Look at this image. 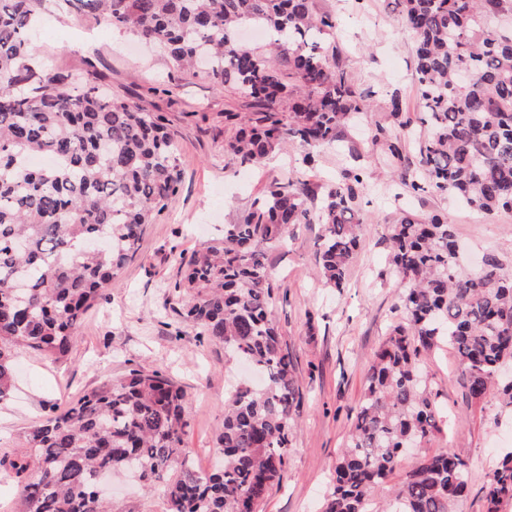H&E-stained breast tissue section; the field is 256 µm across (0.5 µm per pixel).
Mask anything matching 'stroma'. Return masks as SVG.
<instances>
[{
	"label": "stroma",
	"instance_id": "stroma-1",
	"mask_svg": "<svg viewBox=\"0 0 512 512\" xmlns=\"http://www.w3.org/2000/svg\"><path fill=\"white\" fill-rule=\"evenodd\" d=\"M315 7L338 19L342 63L357 87L371 93L372 122L391 124L386 101L395 91L407 113H415L414 38L393 0H315ZM33 40L37 69L96 81L113 95L164 113L179 144L183 179L172 211L148 226L117 285L106 288L84 316L67 359L56 362L17 351L12 392L0 403V512H15L18 506V482L4 464L27 454V430L97 387L104 376L118 378L132 369H162L185 390L186 445L200 469L212 470L224 420V348L179 321L181 300L173 291L179 273L172 256L222 236L225 225L238 223L272 182L300 178L319 195L326 183L355 171L364 178L363 214L369 222L344 293L325 288L315 275L319 225L297 226L266 259L281 286L275 316L302 404L288 465L260 512H321L373 352L401 320L399 281L387 260L391 225L407 214L425 220L447 213L463 248V265L476 267L484 253L492 252L512 271V213L487 215L434 192L400 191L383 149L371 142L372 123L342 129L338 142L321 150L313 173L297 166L302 147L296 142L259 167L240 166L224 153L233 134L224 115L254 112L250 99L217 89L204 75L173 69L157 49L100 26L76 6L65 13L46 10ZM423 364L444 413L456 423L437 433L423 451L406 454L389 482L399 483L421 455L449 448L469 463L473 475L459 512H486L484 487L497 461L512 451V411L503 409L492 392L478 401L468 397L452 349L424 356ZM112 490L115 503L132 500L140 512H168L162 489L147 491L117 474Z\"/></svg>",
	"mask_w": 512,
	"mask_h": 512
}]
</instances>
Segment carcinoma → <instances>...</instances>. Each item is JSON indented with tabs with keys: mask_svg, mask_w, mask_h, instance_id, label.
Listing matches in <instances>:
<instances>
[{
	"mask_svg": "<svg viewBox=\"0 0 512 512\" xmlns=\"http://www.w3.org/2000/svg\"><path fill=\"white\" fill-rule=\"evenodd\" d=\"M47 0H0V403L22 347L61 361L77 341L85 313L139 252L143 234L175 204L179 149L165 117L61 73L36 74L31 38ZM79 4L99 24L129 31L170 63L203 72L215 85L260 107L225 141L224 152L256 166L287 140L304 147L311 167L341 127L368 116V95L340 61L336 16L314 0H54ZM416 38L420 94L418 143L424 180L410 171L399 129V93L390 126L375 124L401 184L456 197L485 214L512 212V0H395ZM244 24L262 25L261 54L241 44ZM47 153L57 164L29 169ZM361 174L331 184L318 206L303 181L268 185L259 206L224 236L190 256L174 257L178 316L225 361L262 375L253 386L229 379L216 437L219 468H197L183 444L189 427L184 392L154 369L107 377L65 410L26 432L29 454L10 467L20 477L19 512H112L99 477L130 470L145 488L160 487L170 512H257L288 463L301 396L275 320L277 285L267 251L300 224L321 225L315 266L322 284L347 287L348 267L365 221ZM389 263L400 285L397 326L374 354L349 440L333 473L323 512H373L376 492L407 444L422 448L441 429L443 412L420 357L447 344L470 398L482 399L512 364V273L488 252L475 272L458 263L448 219L409 216L391 227ZM472 480L451 449L422 457L391 493L383 512H457ZM487 512L512 502V453L486 487Z\"/></svg>",
	"mask_w": 512,
	"mask_h": 512,
	"instance_id": "carcinoma-1",
	"label": "carcinoma"
}]
</instances>
